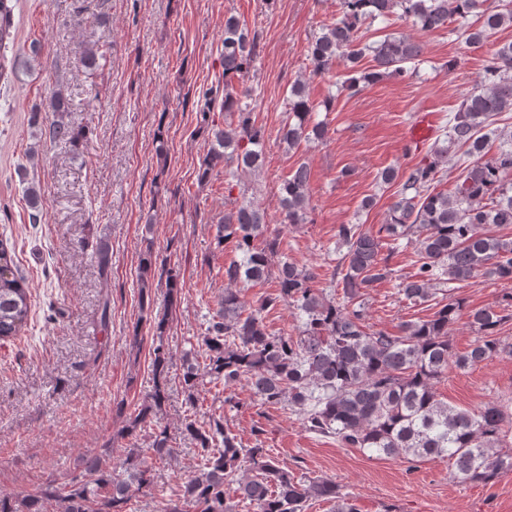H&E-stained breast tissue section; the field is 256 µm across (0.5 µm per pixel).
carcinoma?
I'll return each instance as SVG.
<instances>
[{
  "instance_id": "carcinoma-1",
  "label": "carcinoma",
  "mask_w": 512,
  "mask_h": 512,
  "mask_svg": "<svg viewBox=\"0 0 512 512\" xmlns=\"http://www.w3.org/2000/svg\"><path fill=\"white\" fill-rule=\"evenodd\" d=\"M17 0H0V49L14 40L13 13ZM484 0H341V16L313 35L309 61L312 73L343 65L338 90L350 93L360 83L386 77L405 78L418 73L421 45L404 35L389 34L364 43L358 31L364 24L385 21L398 14L412 19L422 31L455 20L465 42L482 46L496 30L512 26V0L499 9H483ZM259 56L257 35L234 17L224 18L222 59L224 101L221 110L231 117L224 127L209 128L211 145L198 171L205 182L214 169L224 168L227 184L262 167L265 138L253 119L249 90L238 93L232 80L248 74ZM371 57L373 65L361 62ZM54 119L44 136L54 143L79 146L83 131L65 121L70 102L60 90L48 99ZM512 112V42L493 51L486 60L480 87L466 96L432 149L431 160L402 171L388 167L379 174L385 185H397L386 223L377 232L361 224H341L338 243L344 248L332 275L333 292L313 288L316 274L282 257L277 237L267 235L266 212L251 197L243 196L224 210L217 225V243L231 247L235 256L224 263V296L206 328L205 364L184 356L181 383L189 409H196L198 388L206 379L230 386L249 382L256 400L276 405L283 401L302 416L305 428L334 436L349 448L404 459H446L464 482L489 484L512 473V449H505L512 433V413L489 402L477 411L456 408L437 398L435 386L448 372L478 365L502 352L497 332L512 320L505 309L485 307L469 311L477 337L470 351L454 353L449 336L465 308L464 301L448 296L427 320L404 321L398 331L366 329L364 290L392 279L390 258L400 246L417 255L416 272L399 283L398 293L412 304L427 303L441 288L482 276L512 282V237L486 233L488 224L512 225V188L504 178L512 172V145L501 146L484 159L489 141L501 137L496 124ZM316 109L306 94V83H294L287 97V120L279 139L293 149L303 142L321 141L326 123L315 119ZM456 158L462 178L448 194L436 190L437 175ZM310 172L301 163L281 187L283 224H302L310 210ZM30 218L38 224L46 213L34 188L28 189ZM388 253H382L384 241ZM100 273L108 271L106 245L86 243ZM156 261L148 252L140 262V285L153 286ZM170 305L180 298V273L161 269ZM274 278L277 293L265 296L257 308L246 310L240 288ZM285 306L301 320L297 336H276L267 331L264 313ZM30 291L15 261L8 239L0 238V340L20 335L27 328ZM169 353L163 344L153 349V389L131 413L125 431L131 436L147 423L154 424L146 448L128 449L120 465L109 455L88 457L76 466L78 474L58 485L18 499L0 495V512H126L131 490L151 484L147 460L171 457L172 437L156 421L167 400L165 382ZM181 433L195 445L198 472L188 477L175 497L159 512H237L246 502L253 512H305L308 502L333 504L332 512H358L339 486L327 479L307 478L277 466L267 449L245 448L224 425L213 418L199 425L186 417ZM235 487L237 499L226 494Z\"/></svg>"
}]
</instances>
